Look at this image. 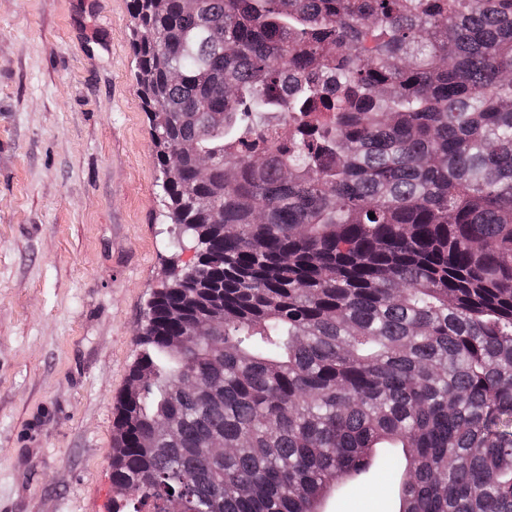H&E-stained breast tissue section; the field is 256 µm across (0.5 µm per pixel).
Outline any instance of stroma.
<instances>
[{
    "label": "stroma",
    "mask_w": 512,
    "mask_h": 512,
    "mask_svg": "<svg viewBox=\"0 0 512 512\" xmlns=\"http://www.w3.org/2000/svg\"><path fill=\"white\" fill-rule=\"evenodd\" d=\"M130 0H0V512H108L114 406L174 250ZM382 459L325 512H397Z\"/></svg>",
    "instance_id": "obj_1"
}]
</instances>
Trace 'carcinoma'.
Segmentation results:
<instances>
[{"label":"carcinoma","mask_w":512,"mask_h":512,"mask_svg":"<svg viewBox=\"0 0 512 512\" xmlns=\"http://www.w3.org/2000/svg\"><path fill=\"white\" fill-rule=\"evenodd\" d=\"M133 18L169 218L204 272L150 303L113 512H318L393 449L398 512H512V0ZM201 316L212 337L174 346Z\"/></svg>","instance_id":"carcinoma-1"}]
</instances>
